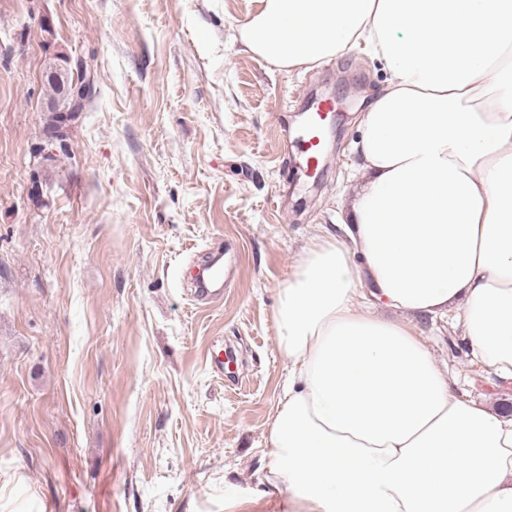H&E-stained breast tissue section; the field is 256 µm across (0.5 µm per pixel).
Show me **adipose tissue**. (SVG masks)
I'll return each mask as SVG.
<instances>
[{
    "instance_id": "ef3b65f1",
    "label": "adipose tissue",
    "mask_w": 512,
    "mask_h": 512,
    "mask_svg": "<svg viewBox=\"0 0 512 512\" xmlns=\"http://www.w3.org/2000/svg\"><path fill=\"white\" fill-rule=\"evenodd\" d=\"M240 41L288 70L364 46L389 73L350 239L313 238L272 313L266 483L283 512H512V416L461 399L406 323L461 305L512 375V0H256ZM365 280L398 319L357 304Z\"/></svg>"
}]
</instances>
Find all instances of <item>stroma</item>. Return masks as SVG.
Segmentation results:
<instances>
[{"label":"stroma","instance_id":"obj_1","mask_svg":"<svg viewBox=\"0 0 512 512\" xmlns=\"http://www.w3.org/2000/svg\"><path fill=\"white\" fill-rule=\"evenodd\" d=\"M255 0H0V512H281L263 476L288 375L272 310L302 248L345 235L358 119L387 73L361 51L285 70L246 51ZM51 33H44L43 25ZM91 62L52 137L46 74ZM343 117L313 178L284 135ZM223 248V298L191 300ZM411 327L455 392L512 406L457 308ZM232 351L224 374L212 349Z\"/></svg>","mask_w":512,"mask_h":512}]
</instances>
